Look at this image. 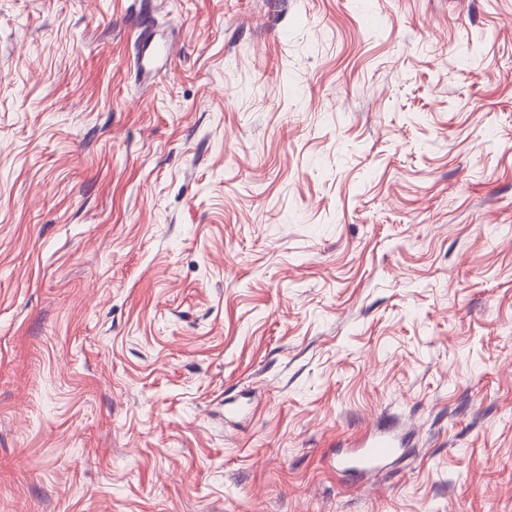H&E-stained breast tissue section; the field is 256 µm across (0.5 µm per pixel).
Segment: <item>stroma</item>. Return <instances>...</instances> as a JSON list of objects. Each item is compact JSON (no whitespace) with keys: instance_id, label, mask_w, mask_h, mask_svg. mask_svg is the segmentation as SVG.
Instances as JSON below:
<instances>
[{"instance_id":"35a3bbf8","label":"stroma","mask_w":512,"mask_h":512,"mask_svg":"<svg viewBox=\"0 0 512 512\" xmlns=\"http://www.w3.org/2000/svg\"><path fill=\"white\" fill-rule=\"evenodd\" d=\"M0 512H512V0H0ZM401 444L388 432H379L350 449V456L342 464L361 472H373L382 468L398 451Z\"/></svg>"}]
</instances>
